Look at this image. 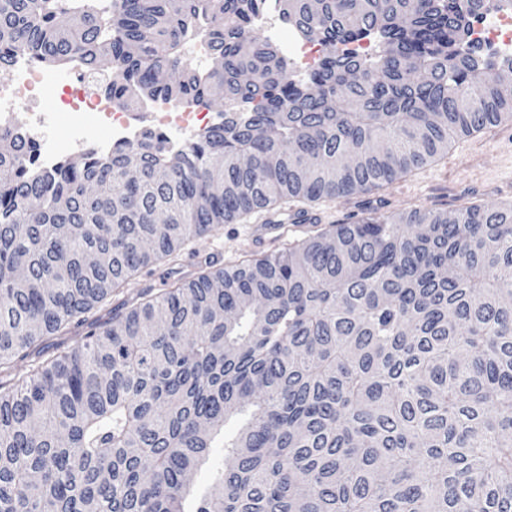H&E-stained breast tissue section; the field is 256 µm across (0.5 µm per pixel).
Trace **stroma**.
I'll return each instance as SVG.
<instances>
[{
  "mask_svg": "<svg viewBox=\"0 0 512 512\" xmlns=\"http://www.w3.org/2000/svg\"><path fill=\"white\" fill-rule=\"evenodd\" d=\"M512 182V121L475 137L455 140L445 157L436 159L405 178L381 190L324 199L312 208L318 229L336 224H353L370 212L398 213L416 207L454 211L470 204L495 207L512 203V193L501 185ZM254 217L227 224L209 235L188 243L176 261L153 268L151 274L136 277L130 292L159 287L161 278L190 273L198 262L210 260L218 267L237 264L243 256L271 254L283 250L286 240L254 246L248 237Z\"/></svg>",
  "mask_w": 512,
  "mask_h": 512,
  "instance_id": "stroma-1",
  "label": "stroma"
}]
</instances>
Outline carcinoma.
<instances>
[{"label":"carcinoma","mask_w":512,"mask_h":512,"mask_svg":"<svg viewBox=\"0 0 512 512\" xmlns=\"http://www.w3.org/2000/svg\"><path fill=\"white\" fill-rule=\"evenodd\" d=\"M263 2L0 0V69L107 55L119 105L224 103L180 150L149 131L53 175L0 128V512H182L219 437L196 512H512V207L371 214L104 310L218 227L377 191L512 117V57L470 41L512 0H280L326 48L304 81ZM372 33L375 60L336 53ZM223 465L224 448H211L208 458L193 475L190 493L183 499L182 507L185 512H195L200 497L210 488L213 471Z\"/></svg>","instance_id":"1"}]
</instances>
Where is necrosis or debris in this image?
<instances>
[{"label":"necrosis or debris","mask_w":512,"mask_h":512,"mask_svg":"<svg viewBox=\"0 0 512 512\" xmlns=\"http://www.w3.org/2000/svg\"><path fill=\"white\" fill-rule=\"evenodd\" d=\"M253 27L265 41L280 44L288 58L295 79H307L325 52L319 40L288 31L278 10V0H264L263 10L254 18ZM474 45L492 49L501 56H512V10L495 9L482 13L470 33ZM14 79L0 84V126L16 122L22 94H35L57 88L59 70L34 66L29 57L20 55L13 62ZM71 78L63 102L74 114L66 140L51 134L53 117L47 112L28 113L24 122L27 138L36 146L33 165L36 173L54 171L68 151L89 147L98 156H107L113 146L139 139L140 114L152 115L163 126L172 148L184 147L189 140L203 137L217 124L216 114L205 104H186L178 100H155L137 108H117L107 97L92 92L93 74L85 72L79 61L70 63ZM105 127L108 137L92 142L91 125Z\"/></svg>","instance_id":"4bbe7bcc"}]
</instances>
